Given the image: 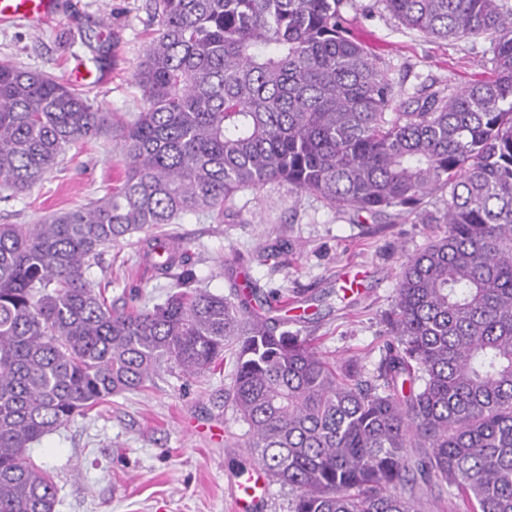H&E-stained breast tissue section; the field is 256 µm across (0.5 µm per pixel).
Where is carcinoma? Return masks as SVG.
Masks as SVG:
<instances>
[{
  "instance_id": "obj_1",
  "label": "carcinoma",
  "mask_w": 512,
  "mask_h": 512,
  "mask_svg": "<svg viewBox=\"0 0 512 512\" xmlns=\"http://www.w3.org/2000/svg\"><path fill=\"white\" fill-rule=\"evenodd\" d=\"M150 2L142 108L120 123L0 61L1 187L30 191L100 137L123 163L84 207L0 224V512H54L35 441L165 364L194 377L232 344L226 399L291 512H421L423 484L465 512H512V0H381L425 37L490 41L488 76L410 112L352 36L353 0ZM273 182L367 213H416L448 190V230L404 261L372 375L251 312L255 288L118 309L88 281L113 242ZM151 248L160 274L193 281L165 241Z\"/></svg>"
}]
</instances>
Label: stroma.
<instances>
[{
  "instance_id": "obj_1",
  "label": "stroma",
  "mask_w": 512,
  "mask_h": 512,
  "mask_svg": "<svg viewBox=\"0 0 512 512\" xmlns=\"http://www.w3.org/2000/svg\"><path fill=\"white\" fill-rule=\"evenodd\" d=\"M56 20L0 24V60L42 71L106 111H140L133 72L156 29L148 0H57ZM351 31L390 78L406 110L433 94L448 96L487 75L488 42L439 41L403 29L380 0H355ZM122 174L114 142L72 147L59 165L16 197L0 198V224H35L102 195ZM447 191L426 198L424 216L389 209L369 214L335 208L276 182L237 193L222 215L189 213L158 229L182 242L194 287L219 295L251 281L288 294L304 317L287 330L325 360L374 371L389 339L401 265L436 236ZM149 236L102 249L87 271L95 290L117 306L150 307L175 282L148 263ZM233 362L188 379L161 369L152 382L114 395L28 451L57 484L55 512H235L238 472L255 460L247 426L225 399Z\"/></svg>"
}]
</instances>
